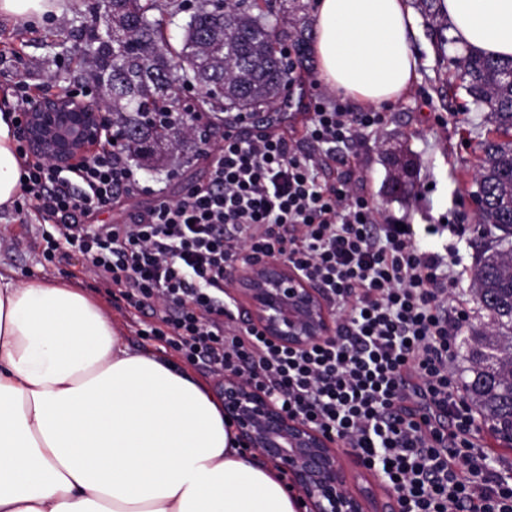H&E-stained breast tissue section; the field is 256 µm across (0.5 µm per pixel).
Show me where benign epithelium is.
<instances>
[{
	"label": "benign epithelium",
	"mask_w": 512,
	"mask_h": 512,
	"mask_svg": "<svg viewBox=\"0 0 512 512\" xmlns=\"http://www.w3.org/2000/svg\"><path fill=\"white\" fill-rule=\"evenodd\" d=\"M103 103L76 95L41 98L25 117L32 152L68 168L95 148L107 128ZM251 324L265 336L301 348L333 336L330 313L318 291L288 263L267 260L238 275ZM224 417L245 448H253L288 476L308 512H366L362 498L348 489L336 441L288 414L247 380L226 375L218 382Z\"/></svg>",
	"instance_id": "benign-epithelium-1"
}]
</instances>
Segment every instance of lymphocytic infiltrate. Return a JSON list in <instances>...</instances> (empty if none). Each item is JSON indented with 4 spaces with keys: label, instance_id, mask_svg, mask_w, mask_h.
<instances>
[{
    "label": "lymphocytic infiltrate",
    "instance_id": "1",
    "mask_svg": "<svg viewBox=\"0 0 512 512\" xmlns=\"http://www.w3.org/2000/svg\"><path fill=\"white\" fill-rule=\"evenodd\" d=\"M301 133L224 124L206 180L115 224L94 216L141 186L110 137L72 168L19 144L27 206L42 219V256L78 253L96 288L139 320L141 339L210 374L249 380L282 409L336 439L395 497L400 512H512V470L473 442L475 411L448 364L465 305L448 304L446 261L421 231L391 223L324 149L377 129L314 88ZM278 259L337 311L332 339L292 349L234 326L229 269Z\"/></svg>",
    "mask_w": 512,
    "mask_h": 512
}]
</instances>
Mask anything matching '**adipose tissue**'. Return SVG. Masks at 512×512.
I'll return each mask as SVG.
<instances>
[{"instance_id":"adipose-tissue-1","label":"adipose tissue","mask_w":512,"mask_h":512,"mask_svg":"<svg viewBox=\"0 0 512 512\" xmlns=\"http://www.w3.org/2000/svg\"><path fill=\"white\" fill-rule=\"evenodd\" d=\"M452 50L512 57V0H441ZM410 0H317L319 78L390 106L420 60ZM0 108V208L21 193ZM0 512H296L277 471L243 457L208 388L130 349L72 286L0 274Z\"/></svg>"}]
</instances>
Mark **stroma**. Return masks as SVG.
<instances>
[{
  "instance_id": "obj_1",
  "label": "stroma",
  "mask_w": 512,
  "mask_h": 512,
  "mask_svg": "<svg viewBox=\"0 0 512 512\" xmlns=\"http://www.w3.org/2000/svg\"><path fill=\"white\" fill-rule=\"evenodd\" d=\"M92 0H66L58 15H48L36 24H23L0 16V99L10 96L15 82L25 81L39 96L60 94L62 89L83 92L96 101L100 90L81 80L78 74L83 54L78 43L66 35L79 21L91 18ZM314 0H273L278 27L283 33L281 47L298 48V79L282 93L274 113L311 90L318 79V64L312 54ZM418 25L414 47L419 55V77L413 87L387 110L380 128L361 135L349 149V162L363 177L367 192L384 217L396 224H435L449 218L458 232L444 231L430 244L433 251L452 254L458 264L455 281L448 287L449 303L473 301L472 272L476 216L469 197L477 170L479 143L487 136L481 113L475 112L465 91L445 83L446 69L440 66L424 18ZM406 150L414 161L416 176L412 191L398 201L387 200L382 185L387 177L384 157L394 149ZM134 174L145 193L122 199L95 218L96 223L112 224L126 219L130 211L151 205L152 190L165 188L176 196L188 181L205 179L208 161L198 155L195 144L174 152L168 171L135 168ZM39 222L36 214L20 220L14 210L0 211V271L21 281L49 280L79 288L100 303L111 317L125 343L146 353H164L177 360L173 350H159L156 343L140 339L129 317L113 306L104 292L91 286L82 274L77 255L68 253L45 265L39 248Z\"/></svg>"
}]
</instances>
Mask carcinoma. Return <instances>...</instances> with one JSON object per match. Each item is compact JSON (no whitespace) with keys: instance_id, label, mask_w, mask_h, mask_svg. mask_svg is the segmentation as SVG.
<instances>
[{"instance_id":"1","label":"carcinoma","mask_w":512,"mask_h":512,"mask_svg":"<svg viewBox=\"0 0 512 512\" xmlns=\"http://www.w3.org/2000/svg\"><path fill=\"white\" fill-rule=\"evenodd\" d=\"M230 24L213 0H198L184 26L180 48L167 40L154 10L174 9L177 0H99L91 23L73 31L80 42L87 77L105 94L112 127L123 133L118 145L126 157L148 169L164 166L171 152L187 142L184 113L264 112L282 94L286 69L279 66L269 33L271 0H227ZM440 0H415L445 55L448 21ZM461 86L496 136L480 142L481 156L471 199L478 234L489 245L473 272L475 299L493 332L469 328L463 340L469 363L464 395L507 438L512 429V58L474 53L452 59ZM191 84L202 92L183 107L174 87ZM385 192L408 193L414 166L386 156Z\"/></svg>"}]
</instances>
